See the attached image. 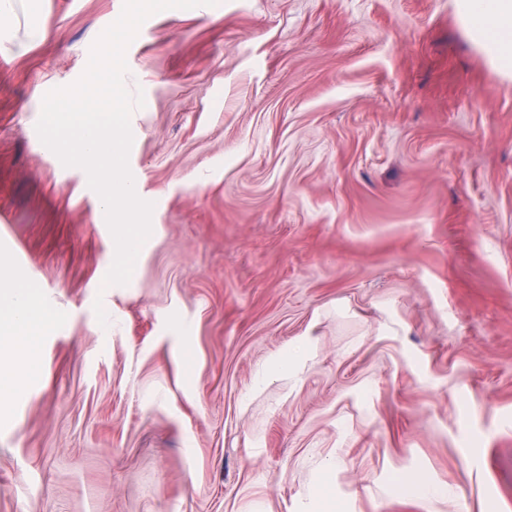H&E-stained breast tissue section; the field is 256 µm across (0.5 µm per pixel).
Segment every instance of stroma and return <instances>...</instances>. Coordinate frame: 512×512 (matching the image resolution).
<instances>
[{"label":"stroma","mask_w":512,"mask_h":512,"mask_svg":"<svg viewBox=\"0 0 512 512\" xmlns=\"http://www.w3.org/2000/svg\"><path fill=\"white\" fill-rule=\"evenodd\" d=\"M123 4L7 20L0 277L56 322L0 411V512H313L330 467L347 512H512V79L454 0L149 17L125 84L152 232L107 288L101 200L35 125ZM312 355V346L308 338L301 340L287 352L273 358L268 364V372L272 376H281L307 361Z\"/></svg>","instance_id":"obj_1"}]
</instances>
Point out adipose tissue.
I'll return each instance as SVG.
<instances>
[{"mask_svg": "<svg viewBox=\"0 0 512 512\" xmlns=\"http://www.w3.org/2000/svg\"><path fill=\"white\" fill-rule=\"evenodd\" d=\"M457 16L468 36L506 75L512 74V0H455ZM53 316L26 285L0 281V335L11 345L0 348V393L17 387L20 376L35 372L39 336Z\"/></svg>", "mask_w": 512, "mask_h": 512, "instance_id": "adipose-tissue-1", "label": "adipose tissue"}]
</instances>
